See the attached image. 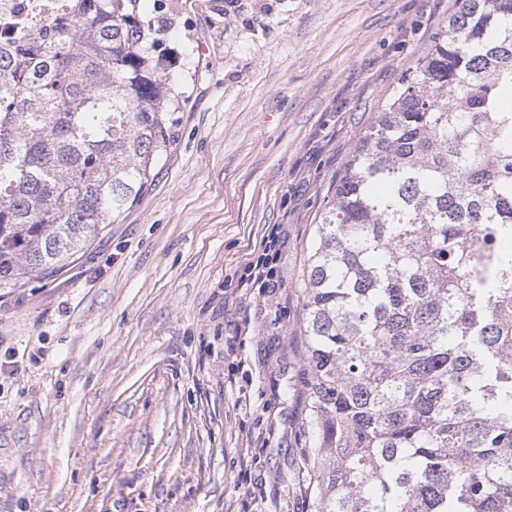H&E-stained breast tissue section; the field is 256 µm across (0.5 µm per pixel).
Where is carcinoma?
Wrapping results in <instances>:
<instances>
[{
	"label": "carcinoma",
	"instance_id": "cac0c4a2",
	"mask_svg": "<svg viewBox=\"0 0 512 512\" xmlns=\"http://www.w3.org/2000/svg\"><path fill=\"white\" fill-rule=\"evenodd\" d=\"M140 0H0V284L138 199L174 99ZM315 512H512V0H455L303 272Z\"/></svg>",
	"mask_w": 512,
	"mask_h": 512
}]
</instances>
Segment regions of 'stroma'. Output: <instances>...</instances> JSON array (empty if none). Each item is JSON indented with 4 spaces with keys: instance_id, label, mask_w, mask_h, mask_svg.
Returning a JSON list of instances; mask_svg holds the SVG:
<instances>
[{
    "instance_id": "35a3bbf8",
    "label": "stroma",
    "mask_w": 512,
    "mask_h": 512,
    "mask_svg": "<svg viewBox=\"0 0 512 512\" xmlns=\"http://www.w3.org/2000/svg\"><path fill=\"white\" fill-rule=\"evenodd\" d=\"M452 5L143 0L187 98L132 207L58 275L0 286V512H314L313 230ZM273 230L274 278L247 287Z\"/></svg>"
}]
</instances>
